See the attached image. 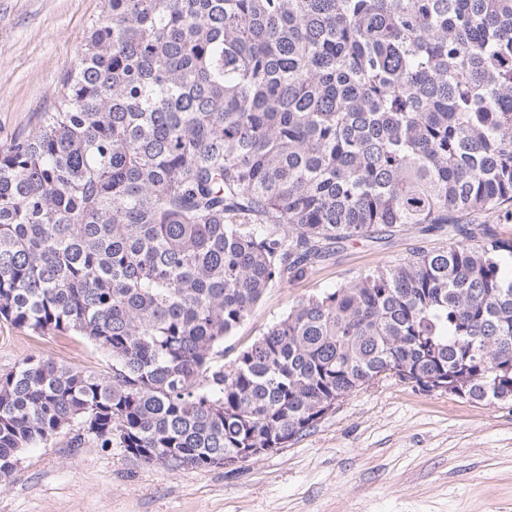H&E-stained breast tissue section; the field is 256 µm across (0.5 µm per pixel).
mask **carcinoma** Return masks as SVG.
Wrapping results in <instances>:
<instances>
[{
  "label": "carcinoma",
  "instance_id": "obj_1",
  "mask_svg": "<svg viewBox=\"0 0 512 512\" xmlns=\"http://www.w3.org/2000/svg\"><path fill=\"white\" fill-rule=\"evenodd\" d=\"M512 0H106L35 128L0 145V321L107 377L0 373V478L60 434L145 466L283 448L382 379L512 403ZM448 246L300 300L268 288L402 227Z\"/></svg>",
  "mask_w": 512,
  "mask_h": 512
}]
</instances>
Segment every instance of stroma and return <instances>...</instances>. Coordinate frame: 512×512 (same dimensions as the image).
Masks as SVG:
<instances>
[{
  "mask_svg": "<svg viewBox=\"0 0 512 512\" xmlns=\"http://www.w3.org/2000/svg\"><path fill=\"white\" fill-rule=\"evenodd\" d=\"M104 0H0V144L30 131L59 77L78 59ZM447 235L407 226L348 241L319 266L269 288L236 336L243 348L302 298ZM109 373L112 360L79 336L0 323V373L27 355ZM67 436L26 451L0 480V512H512V404L480 405L391 379L354 393L287 447L230 471L169 473L96 441Z\"/></svg>",
  "mask_w": 512,
  "mask_h": 512,
  "instance_id": "1",
  "label": "stroma"
}]
</instances>
